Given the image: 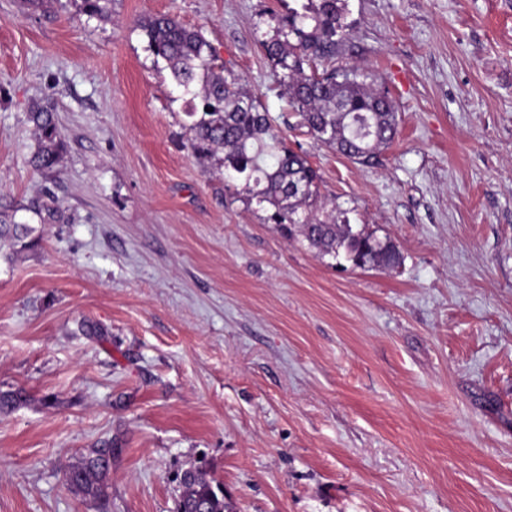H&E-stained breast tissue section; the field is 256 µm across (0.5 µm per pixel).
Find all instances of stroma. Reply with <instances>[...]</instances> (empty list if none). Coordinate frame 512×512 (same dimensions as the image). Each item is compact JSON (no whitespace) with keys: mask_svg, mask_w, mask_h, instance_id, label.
<instances>
[{"mask_svg":"<svg viewBox=\"0 0 512 512\" xmlns=\"http://www.w3.org/2000/svg\"><path fill=\"white\" fill-rule=\"evenodd\" d=\"M296 0H0V512H512V0H349L337 60L399 134L366 167L297 124L261 49ZM200 30L395 267H330L190 150L139 23ZM51 106L47 174L27 114ZM90 321L103 333L77 329ZM115 439L108 496L66 471ZM31 232L27 224L18 223L13 215L0 212V239L14 242L21 241ZM203 467L185 470L179 476L178 512H233L224 493L214 485Z\"/></svg>","mask_w":512,"mask_h":512,"instance_id":"35a3bbf8","label":"stroma"}]
</instances>
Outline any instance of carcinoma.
I'll return each mask as SVG.
<instances>
[{"instance_id": "cac0c4a2", "label": "carcinoma", "mask_w": 512, "mask_h": 512, "mask_svg": "<svg viewBox=\"0 0 512 512\" xmlns=\"http://www.w3.org/2000/svg\"><path fill=\"white\" fill-rule=\"evenodd\" d=\"M348 0H307L302 10L272 13L273 35L262 42L299 124L322 144L369 165L397 135V113L384 84L356 67L336 65L347 37ZM150 50L164 60L172 80L188 97L189 145L200 159L222 155L224 180L243 181L247 204L274 208L270 219L288 237L299 235L318 256L356 267L394 266L397 245L363 227L322 215L317 207L320 177L306 155L288 146L260 99L234 77L217 72L209 42L175 18L160 14L140 21ZM35 133L30 162L40 171L60 160L62 137L54 112L37 106L28 113ZM31 228L0 212V239L21 241ZM112 441L89 449L65 474L68 487L102 499L109 488ZM178 512H233L224 493L202 467L179 476Z\"/></svg>"}]
</instances>
